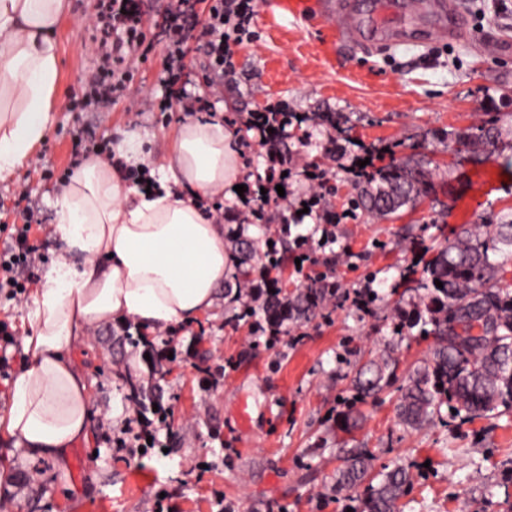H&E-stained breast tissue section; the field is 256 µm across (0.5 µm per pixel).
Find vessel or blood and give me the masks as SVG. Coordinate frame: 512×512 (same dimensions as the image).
I'll return each mask as SVG.
<instances>
[{
  "instance_id": "obj_1",
  "label": "vessel or blood",
  "mask_w": 512,
  "mask_h": 512,
  "mask_svg": "<svg viewBox=\"0 0 512 512\" xmlns=\"http://www.w3.org/2000/svg\"><path fill=\"white\" fill-rule=\"evenodd\" d=\"M321 13L334 20L338 42L375 49L408 41H427L431 35L455 38L464 26L456 0H320ZM437 17L436 31L418 27L414 17Z\"/></svg>"
}]
</instances>
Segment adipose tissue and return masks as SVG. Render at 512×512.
<instances>
[{
  "instance_id": "obj_1",
  "label": "adipose tissue",
  "mask_w": 512,
  "mask_h": 512,
  "mask_svg": "<svg viewBox=\"0 0 512 512\" xmlns=\"http://www.w3.org/2000/svg\"><path fill=\"white\" fill-rule=\"evenodd\" d=\"M67 0H0V180L46 140L59 59L53 39ZM132 128L93 156L56 193V233L67 244L43 271L22 320L24 357L13 379L5 434L32 458L65 462L86 439L92 384L74 362L90 330L131 320L147 330L194 325L221 302L230 257L224 227L202 207L223 193L235 202L241 148L222 117L189 119L166 155L152 159ZM149 170L158 188L139 191L131 171Z\"/></svg>"
}]
</instances>
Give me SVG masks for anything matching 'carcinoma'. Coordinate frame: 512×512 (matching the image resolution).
Segmentation results:
<instances>
[{"label": "carcinoma", "mask_w": 512, "mask_h": 512, "mask_svg": "<svg viewBox=\"0 0 512 512\" xmlns=\"http://www.w3.org/2000/svg\"><path fill=\"white\" fill-rule=\"evenodd\" d=\"M448 147L486 162L512 153V140L503 138L497 122L446 134ZM432 160L419 153L397 155L396 147L380 152L354 177L353 204L372 219L392 220L403 207H416L436 192ZM231 243L232 278L239 288L228 302L242 299V287L259 275L288 263L287 237L259 245L245 234V225L225 237ZM419 277L407 276L391 307L399 340L413 329L432 339L427 357L398 387L400 423L415 430L442 418V408L464 422L502 405L512 408V291L503 287L512 266V221L499 224H463L439 247L423 252ZM443 287L435 285V281ZM346 292L317 275L291 293L276 290L260 307H245L261 317L271 330L285 322L311 320ZM398 340L387 343L367 360L356 364L352 388L365 401L398 381ZM129 398L143 410L154 409L132 374L125 375ZM362 413L350 403L341 413L340 428L359 426ZM331 490L344 495L352 512H402L400 500L413 485L411 466L398 465L374 472L371 453L363 447L341 448Z\"/></svg>", "instance_id": "cac0c4a2"}]
</instances>
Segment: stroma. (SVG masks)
<instances>
[{
    "mask_svg": "<svg viewBox=\"0 0 512 512\" xmlns=\"http://www.w3.org/2000/svg\"><path fill=\"white\" fill-rule=\"evenodd\" d=\"M312 2L256 0L255 37L232 45L234 71L215 96L204 81L207 0H194L197 24L185 45L180 84L205 104L199 119L219 114L237 129L250 177L264 174L266 166L264 147L244 126L249 113L278 106L308 115L307 123L289 126L281 147L293 169L288 197L270 203L250 234L275 235L283 225L279 215H287L294 261L285 271H271L270 279L292 288L325 272L348 290L369 283L380 297L374 313L347 303L271 345L236 321L235 304L195 326L149 333L148 350L128 343L134 323L95 329L73 348L93 381L88 440L71 449L62 470L50 460L31 463L24 449L0 436V460L9 467L0 480V512H267L272 506L341 512L339 504L320 503L319 496L333 481L337 448L350 439L365 444L375 467L412 465L416 481L403 512H512V409L501 406L465 424L448 414L415 431L399 424L391 387L361 404L360 428L349 434L336 428L355 363L393 336L391 290L403 273L453 227L512 215V164L501 158L464 161L449 151L446 139L489 115L512 139V102L502 98L512 92V0H460L467 24L456 40L434 35L378 53L337 43L331 23L312 12ZM166 5L142 0L152 48L144 61L130 55L131 97L78 112L72 104L97 64L88 22L95 0H68L54 33L60 65L55 127L0 183V225L24 223L30 207L40 223L29 235L34 275L65 247L54 232L53 199L72 171L76 131L92 129L107 152L122 131L137 128L159 152L188 118L177 103L166 112L144 105L165 93ZM354 139L368 148L397 142L403 153L414 150L437 162L438 205L424 203L392 221L345 218L353 191L345 165ZM312 162L338 188L329 207L341 220L334 243L326 246L314 218L297 213L309 190L304 167ZM30 300L27 292L0 294V321L14 337L8 368L0 372V414L10 406L23 356L21 319ZM127 371L158 389L159 447L136 446V414L122 379ZM243 399L252 410L247 430L233 420ZM116 409L121 419H113Z\"/></svg>",
    "mask_w": 512,
    "mask_h": 512,
    "instance_id": "stroma-1",
    "label": "stroma"
}]
</instances>
